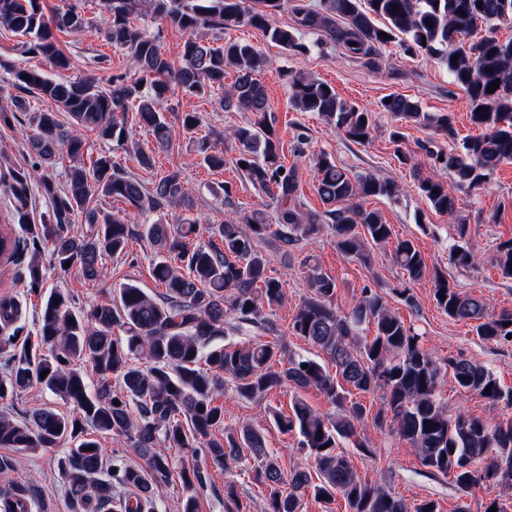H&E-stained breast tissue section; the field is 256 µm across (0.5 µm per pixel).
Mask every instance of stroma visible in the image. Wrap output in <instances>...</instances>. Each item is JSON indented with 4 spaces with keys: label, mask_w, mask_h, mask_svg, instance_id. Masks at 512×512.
Listing matches in <instances>:
<instances>
[{
    "label": "stroma",
    "mask_w": 512,
    "mask_h": 512,
    "mask_svg": "<svg viewBox=\"0 0 512 512\" xmlns=\"http://www.w3.org/2000/svg\"><path fill=\"white\" fill-rule=\"evenodd\" d=\"M82 8L89 21L81 34L57 32L59 47L71 59L69 75L78 79L93 76L107 79L116 75L136 76L137 69L126 52L112 48L100 32L102 6L99 0H82ZM225 38L252 43L273 62V68L260 76L264 84L271 117L278 137L283 144L282 161L298 173L297 196L305 209L325 213L327 206L316 192V181L311 158L327 154L336 165L352 174L371 176L395 183L397 197H369L365 208L376 210L393 230L392 242L369 245L371 264H362L356 258L341 253L330 231H322L318 239L305 242L291 253L279 250L274 236L259 242V249L269 258V268L280 279L286 291L284 303L276 307L271 320L273 332L230 318L224 337L225 342L242 345L254 341H277L288 351L315 360H322V353L295 336L292 319L311 291L306 281V263H315L321 270L335 278L337 294L335 307L339 312H350L364 290L380 294L405 324L410 325L421 338L424 348L434 351L438 358L462 356L493 371L500 383L512 389V343H491L476 335L471 322L450 319L437 307L433 298L430 277L409 279L407 273L391 259L395 240L409 239L428 260L447 275L464 292L483 296L492 313L512 311V280L500 277L492 264L496 242L512 237V163L499 167L484 186L462 188L456 193L457 218L432 211L416 189V179L411 165H405L396 156L397 151L410 152L414 163H419L423 175L447 183L454 176L435 165L432 155L448 151L452 144L432 129L410 122L397 124L390 113L380 108L385 96L401 94L417 102L420 111L450 113L458 139L480 135L479 127L472 124L465 92L453 84L447 68L438 60L427 57H408L398 43H391L380 51L379 65L363 66L347 58L341 47L331 44L313 33L302 34V51L283 49L265 38L252 27L228 30ZM22 38L0 27V105H10L17 91L7 70L8 64L24 62ZM304 74L331 85L340 99L372 111L375 129L371 140L364 145L354 143L339 135L334 125L328 124L317 113L296 110L290 103L287 77ZM27 109L18 113L12 125L0 124V165L29 170L32 159L27 152L21 132L29 125L30 112L55 111L53 103L25 96ZM164 114L171 129L167 148L155 149L151 133L127 120L129 142L155 151V165L143 169L134 152L120 155L121 166L128 175L137 177L144 186H151L164 172L182 170L191 192L189 206H168L163 212H146L133 215L132 224H150L158 216L173 222L182 215H190L210 224H221L260 208L274 213L273 196L254 189L248 179L236 168L234 160L239 145L226 139L224 131L230 126L246 121L243 112H226L214 99L189 97L180 91H169L164 102ZM185 112L198 113L201 118L198 136L206 138L223 150L224 169L207 168L195 157L188 136L183 132L180 116ZM404 135L402 146L390 140L393 129ZM224 183L231 194L225 198L214 197L211 186ZM468 226L469 244L479 253L477 267L459 269L448 259L449 247L457 236V222ZM153 249L143 238L133 237L126 255L105 259L106 276L102 283L86 282L79 273H61L46 267L43 289L37 293L26 292L15 286L19 264L0 265V296L15 297L21 306L16 321L21 336L35 333L37 313L55 288L67 290L77 306L85 307L104 300L107 291L133 283L153 297H161L162 289L151 277ZM439 400L449 409H464L495 423L512 417V408L494 404L476 395L460 390L452 376H445ZM294 392L289 388L268 392L263 399L251 401L239 397L232 388H225L221 402L224 406V426L233 428L250 420L262 428L269 447L279 450L284 469L290 470L302 463L304 457L297 451L298 433H282L275 426L274 414L291 412ZM371 445L377 449L376 457H366L349 449V457L358 473L369 481L382 484L387 490L407 501L435 500L440 512H452L459 499H467L472 512H482L486 493L474 489L462 495L447 477L424 467L410 445L387 429H372L367 433ZM67 452L66 447L39 449L23 452L13 448H0V488L26 480L33 481L41 490V500L33 512H71L65 484L58 461ZM253 462L246 461L223 470L208 466L211 482L200 499L201 512H226L224 486L234 483L239 498L250 506L251 512H263L265 493L253 478Z\"/></svg>",
    "instance_id": "1"
}]
</instances>
